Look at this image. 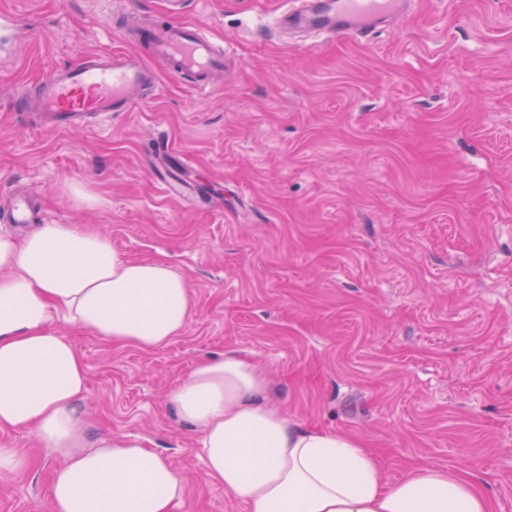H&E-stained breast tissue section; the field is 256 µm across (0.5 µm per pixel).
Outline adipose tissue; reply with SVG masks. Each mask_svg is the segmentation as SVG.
Returning a JSON list of instances; mask_svg holds the SVG:
<instances>
[{
	"mask_svg": "<svg viewBox=\"0 0 512 512\" xmlns=\"http://www.w3.org/2000/svg\"><path fill=\"white\" fill-rule=\"evenodd\" d=\"M192 314L182 275L122 258L100 232L41 224L20 240L0 234V428L63 457L49 512H171L184 498L176 465L87 421L88 371L66 331L151 350ZM169 401L197 432L210 478L250 512H491L473 481L444 469L387 482L362 440L290 420L242 355L199 361Z\"/></svg>",
	"mask_w": 512,
	"mask_h": 512,
	"instance_id": "ef3b65f1",
	"label": "adipose tissue"
}]
</instances>
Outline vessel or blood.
Instances as JSON below:
<instances>
[{
  "label": "vessel or blood",
  "mask_w": 512,
  "mask_h": 512,
  "mask_svg": "<svg viewBox=\"0 0 512 512\" xmlns=\"http://www.w3.org/2000/svg\"><path fill=\"white\" fill-rule=\"evenodd\" d=\"M308 10L289 14L296 24L349 37L375 27L381 20L395 22L406 13L409 0H308ZM147 55L114 50L93 54L83 62L56 70L36 95L18 100L16 110L40 112L51 125L65 130L90 114L126 112L144 100L145 90L157 80V67L189 80L198 91L214 85L224 69V50L203 32L184 23H168L144 32Z\"/></svg>",
  "instance_id": "1"
}]
</instances>
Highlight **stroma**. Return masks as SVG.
Wrapping results in <instances>:
<instances>
[{"instance_id":"obj_1","label":"stroma","mask_w":512,"mask_h":512,"mask_svg":"<svg viewBox=\"0 0 512 512\" xmlns=\"http://www.w3.org/2000/svg\"><path fill=\"white\" fill-rule=\"evenodd\" d=\"M0 0V232L18 193L191 284L183 332L145 351L74 330L96 426L187 476L172 512H248L207 474L171 388L238 351L304 426L361 439L388 480L443 467L512 512V0H413L365 38L287 33L297 0ZM204 29L233 73L199 92L166 72L145 104L66 132L12 111L60 67ZM186 168L162 193L156 150ZM30 451L0 512H48L59 457Z\"/></svg>"}]
</instances>
